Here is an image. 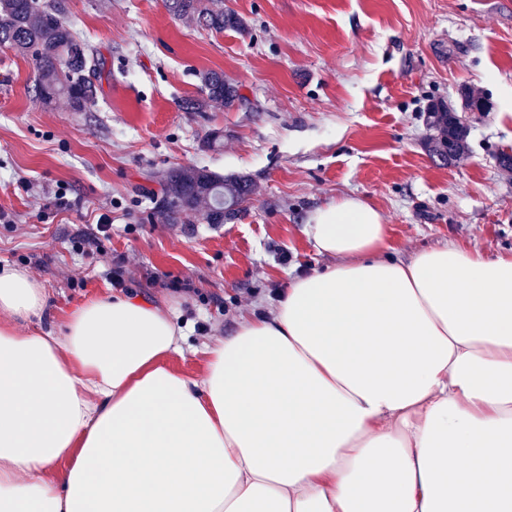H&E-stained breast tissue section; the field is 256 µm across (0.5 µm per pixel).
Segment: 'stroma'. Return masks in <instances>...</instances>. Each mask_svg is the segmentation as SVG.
<instances>
[{
    "instance_id": "stroma-1",
    "label": "stroma",
    "mask_w": 512,
    "mask_h": 512,
    "mask_svg": "<svg viewBox=\"0 0 512 512\" xmlns=\"http://www.w3.org/2000/svg\"><path fill=\"white\" fill-rule=\"evenodd\" d=\"M245 32H215L163 0H67L76 36L104 60L102 90L84 112L37 100L34 66L0 49V264L27 269L51 293L46 326L83 300L112 293L126 260L127 293L179 302L191 352L169 360L198 376L196 347L230 335L240 314L266 309L291 277L324 268L309 215L345 196L367 200L396 254L455 241L488 257L512 253V0H223ZM222 72L246 98L237 109L200 96ZM472 89L465 157H430V103ZM252 179L256 193L221 224H170L149 197L173 168ZM64 197H57V189ZM99 254L73 246L100 215ZM193 292L174 291V280Z\"/></svg>"
}]
</instances>
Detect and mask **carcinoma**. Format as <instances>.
Segmentation results:
<instances>
[{"label": "carcinoma", "mask_w": 512, "mask_h": 512, "mask_svg": "<svg viewBox=\"0 0 512 512\" xmlns=\"http://www.w3.org/2000/svg\"><path fill=\"white\" fill-rule=\"evenodd\" d=\"M220 0H165L169 12L216 31L242 30L245 22L224 11ZM65 0H0V48L29 58L36 67L37 99L50 103L59 97L73 111L82 112L98 93L101 63L93 51L78 40L66 21ZM202 97L185 102L188 112H203L211 102L231 109L242 100L236 84L217 71L201 74ZM426 124L437 135L427 139V151L444 164L457 161L469 135L468 126L448 112L441 102L427 109ZM255 193V184L244 176L224 179L206 169L191 168L169 173L156 211L175 224L198 214L208 224L224 223V205L238 206Z\"/></svg>", "instance_id": "carcinoma-1"}]
</instances>
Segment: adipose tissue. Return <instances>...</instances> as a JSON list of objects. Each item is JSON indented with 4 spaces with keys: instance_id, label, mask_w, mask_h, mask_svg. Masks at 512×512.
<instances>
[{
    "instance_id": "adipose-tissue-1",
    "label": "adipose tissue",
    "mask_w": 512,
    "mask_h": 512,
    "mask_svg": "<svg viewBox=\"0 0 512 512\" xmlns=\"http://www.w3.org/2000/svg\"><path fill=\"white\" fill-rule=\"evenodd\" d=\"M324 269L173 371L177 307L93 297L43 331L0 267V512H512V255L393 254L317 209Z\"/></svg>"
}]
</instances>
